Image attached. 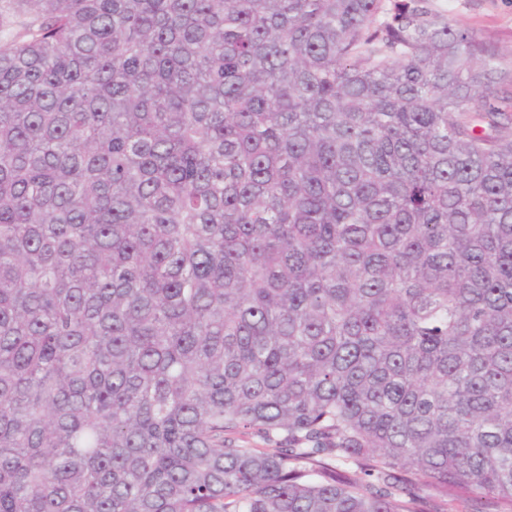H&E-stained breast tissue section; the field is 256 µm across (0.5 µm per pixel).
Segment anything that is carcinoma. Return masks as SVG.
<instances>
[{
  "label": "carcinoma",
  "mask_w": 512,
  "mask_h": 512,
  "mask_svg": "<svg viewBox=\"0 0 512 512\" xmlns=\"http://www.w3.org/2000/svg\"><path fill=\"white\" fill-rule=\"evenodd\" d=\"M423 2L13 0L0 512H512L506 71Z\"/></svg>",
  "instance_id": "obj_1"
}]
</instances>
